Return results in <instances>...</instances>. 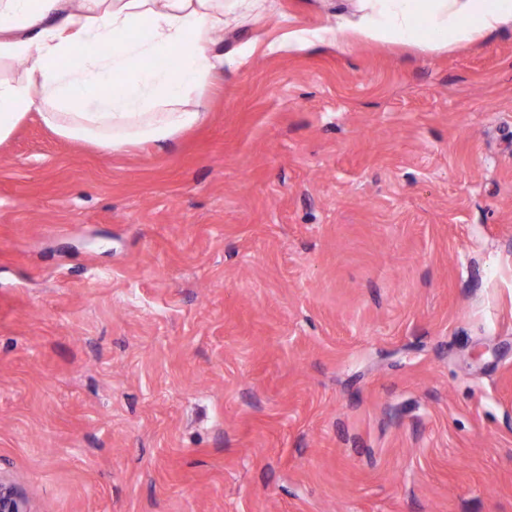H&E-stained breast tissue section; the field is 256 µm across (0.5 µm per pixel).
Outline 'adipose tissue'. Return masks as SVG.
I'll use <instances>...</instances> for the list:
<instances>
[{"label": "adipose tissue", "instance_id": "1", "mask_svg": "<svg viewBox=\"0 0 512 512\" xmlns=\"http://www.w3.org/2000/svg\"><path fill=\"white\" fill-rule=\"evenodd\" d=\"M261 0H0V143L38 113L58 136L119 150L202 118L217 38ZM374 41L462 42L512 24V0H361Z\"/></svg>", "mask_w": 512, "mask_h": 512}]
</instances>
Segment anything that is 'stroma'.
Instances as JSON below:
<instances>
[{"label":"stroma","instance_id":"1","mask_svg":"<svg viewBox=\"0 0 512 512\" xmlns=\"http://www.w3.org/2000/svg\"><path fill=\"white\" fill-rule=\"evenodd\" d=\"M359 16L265 0L166 143L32 114L0 144V473L32 512H512V28Z\"/></svg>","mask_w":512,"mask_h":512}]
</instances>
